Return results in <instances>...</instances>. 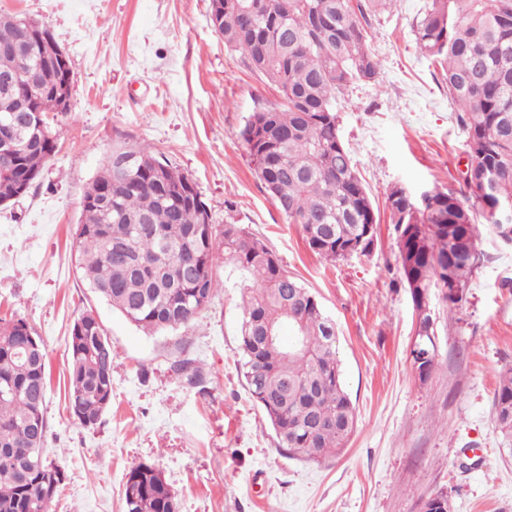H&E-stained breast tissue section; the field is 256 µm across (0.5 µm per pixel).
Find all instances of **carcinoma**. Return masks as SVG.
<instances>
[{"label":"carcinoma","mask_w":512,"mask_h":512,"mask_svg":"<svg viewBox=\"0 0 512 512\" xmlns=\"http://www.w3.org/2000/svg\"><path fill=\"white\" fill-rule=\"evenodd\" d=\"M394 0H210V25L240 51L247 67L275 86L282 103L251 113L240 131L254 172L276 207L300 225L308 248L331 262L367 255L379 224L370 195L337 128L336 95L376 80L370 18ZM417 47L443 61L448 96L467 138L475 173L460 188L426 192L417 202L394 188L385 207L399 249L400 282L418 309L439 288L453 310L467 301L481 261L480 226L501 238L512 221L493 218L512 201V0H426L413 22ZM54 40L41 25L27 34L22 17L0 15V50L26 52ZM27 72L0 59V119L28 140L10 176L0 174V199L20 181H39L56 142L50 116L56 89L71 70H43L34 111L19 109ZM209 208L191 178L149 145L120 144L83 196L78 271L88 288L147 333L186 327L217 291L214 265L224 260L250 277L243 285L240 349L254 403L290 457L330 460L356 425L355 408L336 355V326L310 288L260 240L227 221L201 224ZM304 338L285 349L283 325ZM29 323L0 318V512H51L65 480L46 477V352L23 345ZM67 409L79 423L98 422L112 403L114 352L92 311L68 337ZM492 409L512 445V369L500 375ZM42 420L39 436L28 419ZM173 491L150 464L128 474L126 512H168Z\"/></svg>","instance_id":"cac0c4a2"}]
</instances>
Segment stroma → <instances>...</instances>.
Listing matches in <instances>:
<instances>
[{"label": "stroma", "instance_id": "35a3bbf8", "mask_svg": "<svg viewBox=\"0 0 512 512\" xmlns=\"http://www.w3.org/2000/svg\"><path fill=\"white\" fill-rule=\"evenodd\" d=\"M424 0H395L371 21L377 80L338 98L339 131L380 208L366 256L330 263L307 247L248 162V116L280 103L209 24L210 0H0V14L45 25L72 69L70 114L28 194L0 207V317H24L47 356L45 452L65 483L53 512H124V484L155 465L179 512H423L446 494L450 512H512V450L492 399L512 369V245L490 232L468 302L449 311L432 289L437 366L411 356L419 317L400 283L385 211L394 187L413 196L456 184L465 136L440 67L411 32ZM148 144L187 173L213 224L234 220L262 240L334 321L356 428L338 458L293 459L242 374L241 276L223 260L219 291L185 328L146 333L86 288L75 230L84 191L118 144ZM93 310L115 354L112 404L84 427L70 418L66 345ZM189 358L199 383L174 371Z\"/></svg>", "mask_w": 512, "mask_h": 512}]
</instances>
